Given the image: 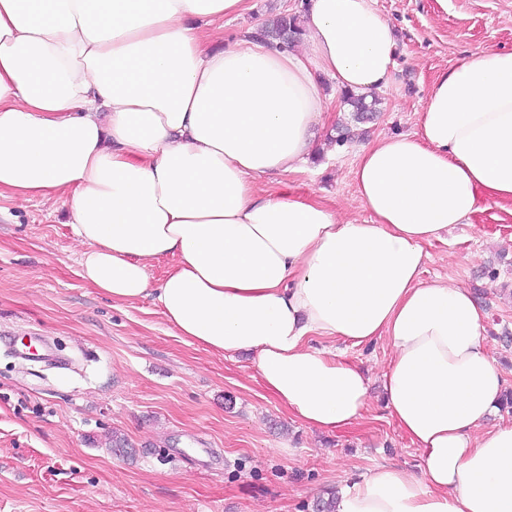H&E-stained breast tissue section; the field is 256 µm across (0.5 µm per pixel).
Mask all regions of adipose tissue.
<instances>
[{
	"label": "adipose tissue",
	"instance_id": "adipose-tissue-1",
	"mask_svg": "<svg viewBox=\"0 0 512 512\" xmlns=\"http://www.w3.org/2000/svg\"><path fill=\"white\" fill-rule=\"evenodd\" d=\"M248 0H0V198L60 201L79 275L152 298L176 336L253 356L292 418L351 428L369 377L311 336L388 340L386 407L422 452L341 486L336 512H512L504 379L468 290L422 277L426 244L512 203V50L442 71L420 129L356 153L367 219L256 178L298 170L329 107L321 77L378 93L397 46L372 0H308L290 49L222 21ZM175 264L160 284L149 266Z\"/></svg>",
	"mask_w": 512,
	"mask_h": 512
}]
</instances>
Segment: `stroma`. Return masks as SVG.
Wrapping results in <instances>:
<instances>
[{"mask_svg": "<svg viewBox=\"0 0 512 512\" xmlns=\"http://www.w3.org/2000/svg\"><path fill=\"white\" fill-rule=\"evenodd\" d=\"M301 0H249L224 21L251 31ZM398 47L377 118L332 147L351 120L323 78L335 122L317 128L298 171L257 188L315 198L360 219L357 150L419 129L435 76L486 47L512 49V0H373ZM58 203L0 200V337L40 336L60 362L16 358L0 344V512H311L314 500L375 465L417 472L420 450L386 407V341L343 346L370 377L369 410L344 431L312 430L265 390L251 355L227 358L175 336L152 299L112 300L78 275L79 246ZM423 279L466 288L485 310L490 356L512 392V214L484 200L470 223L427 245ZM120 432L137 457L113 454Z\"/></svg>", "mask_w": 512, "mask_h": 512, "instance_id": "1", "label": "stroma"}]
</instances>
